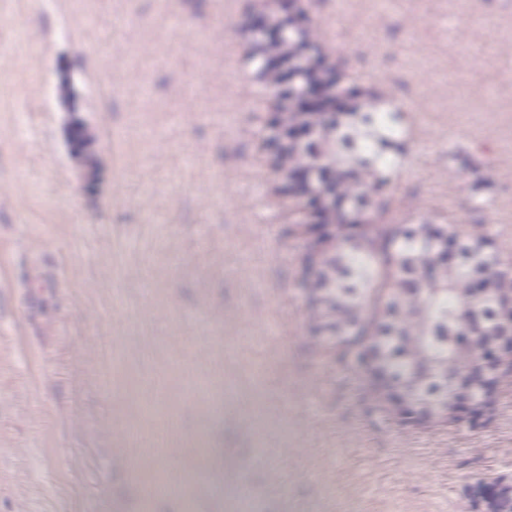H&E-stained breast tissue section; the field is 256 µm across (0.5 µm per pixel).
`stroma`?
<instances>
[{"instance_id": "stroma-1", "label": "stroma", "mask_w": 512, "mask_h": 512, "mask_svg": "<svg viewBox=\"0 0 512 512\" xmlns=\"http://www.w3.org/2000/svg\"><path fill=\"white\" fill-rule=\"evenodd\" d=\"M302 8L342 86L405 114L393 210L512 233V0ZM260 9L0 0V512H469L472 481L512 477V395L406 428L311 337L245 59ZM79 83L80 78L72 69L62 68L58 82L55 85V94L58 100L67 108L69 117L64 125L65 142L69 155L81 175L79 189L85 192L93 188L98 168L87 162L76 142L78 132H84L87 135L93 133L86 121L76 115L74 109V103L79 97Z\"/></svg>"}]
</instances>
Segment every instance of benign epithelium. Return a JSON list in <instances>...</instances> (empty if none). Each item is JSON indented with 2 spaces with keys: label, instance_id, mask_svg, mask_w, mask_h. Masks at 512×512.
I'll return each instance as SVG.
<instances>
[{
  "label": "benign epithelium",
  "instance_id": "1",
  "mask_svg": "<svg viewBox=\"0 0 512 512\" xmlns=\"http://www.w3.org/2000/svg\"><path fill=\"white\" fill-rule=\"evenodd\" d=\"M299 0H275L284 13L279 19L273 13L255 18L253 39L249 54L258 62V71L269 92L276 100L275 115L268 128L267 146L270 152L269 167L279 183L283 196L294 199L304 210L312 211L327 206L324 197L313 187L326 188L336 181V159L327 154L322 136H336V113L347 112L356 95L345 94L340 89V75L334 63L323 52L319 39L311 35ZM79 76L70 68L61 69L55 94L67 108L68 119L64 125L65 142L69 155L80 172L79 189L93 188L98 168L89 164L77 146L76 135L92 133L90 126L76 115L74 103L79 97ZM290 112H320L325 116L324 125L313 128L304 124L288 123ZM292 141L311 148L313 165L296 166L282 173L276 167L284 144ZM512 359V330H497L488 337L483 353V363L494 372L503 357ZM430 418L434 421L448 419V393L427 402ZM471 497L478 502H493L500 512L512 509V493L492 495L487 490L471 489Z\"/></svg>",
  "mask_w": 512,
  "mask_h": 512
}]
</instances>
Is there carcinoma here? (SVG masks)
Listing matches in <instances>:
<instances>
[{
  "label": "carcinoma",
  "mask_w": 512,
  "mask_h": 512,
  "mask_svg": "<svg viewBox=\"0 0 512 512\" xmlns=\"http://www.w3.org/2000/svg\"><path fill=\"white\" fill-rule=\"evenodd\" d=\"M407 130L392 109L336 122V223L312 224L299 210L287 234L300 242L296 288L309 332L360 380L383 360L388 383L418 377L421 398L442 382L479 383L485 341L471 288L512 294V248L484 224H411L389 206ZM454 244L457 260L441 254ZM374 407L414 429L471 427L460 416L424 424L392 414L387 396L365 384Z\"/></svg>",
  "instance_id": "cac0c4a2"
}]
</instances>
